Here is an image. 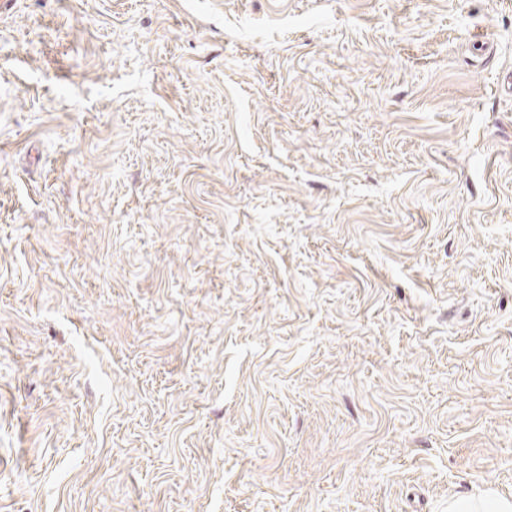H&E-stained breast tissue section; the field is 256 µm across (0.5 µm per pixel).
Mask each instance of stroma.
Segmentation results:
<instances>
[{
	"instance_id": "1",
	"label": "stroma",
	"mask_w": 512,
	"mask_h": 512,
	"mask_svg": "<svg viewBox=\"0 0 512 512\" xmlns=\"http://www.w3.org/2000/svg\"><path fill=\"white\" fill-rule=\"evenodd\" d=\"M512 499V0H0V512Z\"/></svg>"
}]
</instances>
